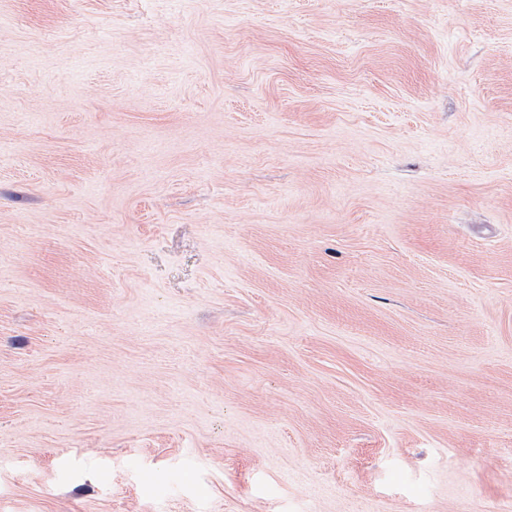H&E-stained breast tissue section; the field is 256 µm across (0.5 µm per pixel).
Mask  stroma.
Here are the masks:
<instances>
[{"instance_id": "1", "label": "stroma", "mask_w": 512, "mask_h": 512, "mask_svg": "<svg viewBox=\"0 0 512 512\" xmlns=\"http://www.w3.org/2000/svg\"><path fill=\"white\" fill-rule=\"evenodd\" d=\"M0 512H512V0H0Z\"/></svg>"}]
</instances>
